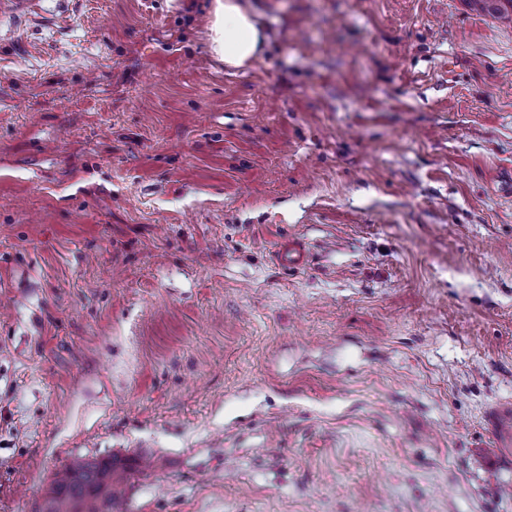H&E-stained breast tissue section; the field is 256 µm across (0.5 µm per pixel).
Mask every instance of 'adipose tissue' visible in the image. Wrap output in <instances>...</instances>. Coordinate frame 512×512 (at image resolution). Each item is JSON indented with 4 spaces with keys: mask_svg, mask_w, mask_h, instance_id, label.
<instances>
[{
    "mask_svg": "<svg viewBox=\"0 0 512 512\" xmlns=\"http://www.w3.org/2000/svg\"><path fill=\"white\" fill-rule=\"evenodd\" d=\"M212 50L225 68L242 70L263 50L265 35L243 0H215Z\"/></svg>",
    "mask_w": 512,
    "mask_h": 512,
    "instance_id": "1",
    "label": "adipose tissue"
}]
</instances>
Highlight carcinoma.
<instances>
[{"mask_svg":"<svg viewBox=\"0 0 512 512\" xmlns=\"http://www.w3.org/2000/svg\"><path fill=\"white\" fill-rule=\"evenodd\" d=\"M482 10L505 17L512 0H474ZM135 462L110 456L77 459L51 481L42 512H116L115 487L128 481Z\"/></svg>","mask_w":512,"mask_h":512,"instance_id":"obj_1","label":"carcinoma"}]
</instances>
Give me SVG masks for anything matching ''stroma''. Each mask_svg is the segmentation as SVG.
<instances>
[{
    "instance_id": "obj_1",
    "label": "stroma",
    "mask_w": 512,
    "mask_h": 512,
    "mask_svg": "<svg viewBox=\"0 0 512 512\" xmlns=\"http://www.w3.org/2000/svg\"><path fill=\"white\" fill-rule=\"evenodd\" d=\"M212 5L0 13V512H512V21L247 0L232 72ZM214 1L212 50L224 61L225 68L245 69L263 51L264 32L242 0ZM276 260L286 268L299 270L308 264L309 253L301 240L288 239L277 249ZM135 464L116 456L73 460L56 472L41 511H117L115 487L128 481Z\"/></svg>"
}]
</instances>
